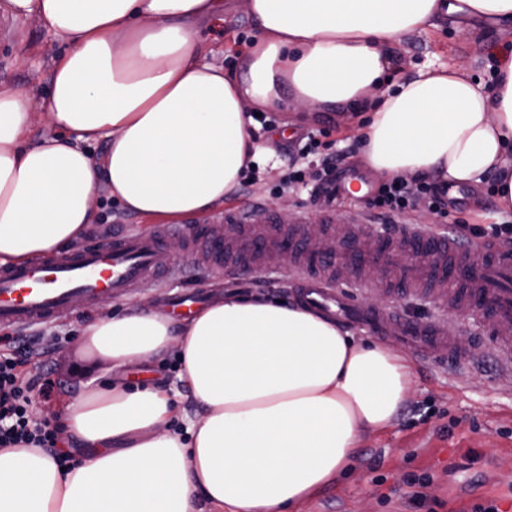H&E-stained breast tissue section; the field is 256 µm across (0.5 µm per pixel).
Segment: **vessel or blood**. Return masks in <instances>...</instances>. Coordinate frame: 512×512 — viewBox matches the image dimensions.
<instances>
[{
	"label": "vessel or blood",
	"mask_w": 512,
	"mask_h": 512,
	"mask_svg": "<svg viewBox=\"0 0 512 512\" xmlns=\"http://www.w3.org/2000/svg\"><path fill=\"white\" fill-rule=\"evenodd\" d=\"M226 218L239 227L238 237L227 238L221 228H212L196 253L198 259L235 269L260 264L275 250L287 252L289 267L298 272L296 290L303 304L375 334L387 332L393 312L386 307L356 305L338 287L337 272L352 271L355 282L365 287L380 270L413 293L447 297L449 308L461 313L470 311L473 303L489 302V346L512 370V251L500 248L496 239L466 243L403 224L389 243L412 248L416 260L413 265L396 268L379 238L351 224L329 228L331 236L350 241L349 251L336 256L328 252L326 244L295 240L288 226L273 223L262 206L233 211ZM171 269L160 233L144 235L117 225L108 244L62 258L45 257L33 266L0 267V324L45 322L63 311L73 294L89 300L103 292L118 296L136 282ZM449 280L456 284L451 293L445 289ZM397 336L422 357L441 354L456 361L463 356L455 325L442 316L401 320Z\"/></svg>",
	"instance_id": "b4317fda"
}]
</instances>
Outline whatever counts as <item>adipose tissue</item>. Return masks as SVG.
I'll return each mask as SVG.
<instances>
[{
  "instance_id": "adipose-tissue-1",
  "label": "adipose tissue",
  "mask_w": 512,
  "mask_h": 512,
  "mask_svg": "<svg viewBox=\"0 0 512 512\" xmlns=\"http://www.w3.org/2000/svg\"><path fill=\"white\" fill-rule=\"evenodd\" d=\"M261 37L244 78L202 62V21L224 0H0V17L36 19L67 43L40 98L0 93V265L74 242L106 180L120 205L182 219L223 202L259 148L251 108L378 100L365 162L387 176L479 182L495 171L512 209V48L493 93L464 68L427 67L377 98L399 35L477 18L512 30V0H246ZM68 137L30 138L34 115ZM106 140L102 157L86 143ZM113 368L176 348L202 413L173 432L169 389L106 383L61 411V470L41 448H0V512H294L351 463L363 431L387 427L411 387L388 348L354 341L302 305L227 296L181 325L136 309L84 331Z\"/></svg>"
}]
</instances>
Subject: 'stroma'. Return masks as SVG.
<instances>
[{
  "label": "stroma",
  "instance_id": "1",
  "mask_svg": "<svg viewBox=\"0 0 512 512\" xmlns=\"http://www.w3.org/2000/svg\"><path fill=\"white\" fill-rule=\"evenodd\" d=\"M208 41L207 62L223 67L225 76L239 74L244 55L260 31L246 13L242 0H224V25H200ZM512 43V33L471 22L457 27L450 20L423 32L401 35L397 61L390 75L400 81L416 74L425 64H455L478 79L485 91L493 89L491 46ZM64 50L53 33L34 19L18 21L0 18V92H29L32 97L50 88L52 64ZM275 121L270 131L253 125L251 133L262 149L259 177L244 188L233 189L223 203L208 213L180 219L166 226L121 208L108 196L106 184L94 190L97 221L82 240L90 245L110 237L112 227L126 224L142 233L164 229L166 243H178L172 259L176 274L152 282L135 284L123 295L113 297V309L151 307L181 321L180 311L170 302L183 295L207 302L227 294H243L297 303L295 275L275 261L260 268L246 267L227 273L225 268L199 263L189 257L184 244L189 235L213 225H223L224 211L259 202L283 224L302 227L343 220L363 224L371 218L364 199L347 200L319 195L310 199L315 188L318 159L309 156L307 183L285 190L281 180L298 158L304 136L325 131L327 150L336 156V169L366 176V193H373L384 177L364 161L361 112H286L271 109ZM494 177L486 175L477 184L453 186L445 212L417 204L402 217L404 223L421 225L425 230L443 233L458 219L472 224H499L512 221V211L502 209L493 190ZM356 301L366 305L393 304L394 310L409 319H426L439 313L440 303L376 287L351 288ZM102 312L99 302L70 307L46 323L25 328L0 325V353L22 351L21 336L42 335L48 353L26 359L23 372H42L53 381L57 401L91 391L112 374V364L89 352L82 336L83 327ZM486 314L459 316L460 339L468 356L458 362L422 359L415 350L403 347L391 337H379V344L402 354L412 371L411 389L399 407L392 424L362 435L353 464L338 474L312 498L300 503L295 512H428L415 499L416 487L407 483L409 475L430 474L429 496L441 501L438 512H468L473 503L492 500L500 512H512V373L503 370L485 347L483 326ZM180 365L176 351H169L154 364L136 369L127 367L121 383L142 385L176 381Z\"/></svg>",
  "mask_w": 512,
  "mask_h": 512
}]
</instances>
